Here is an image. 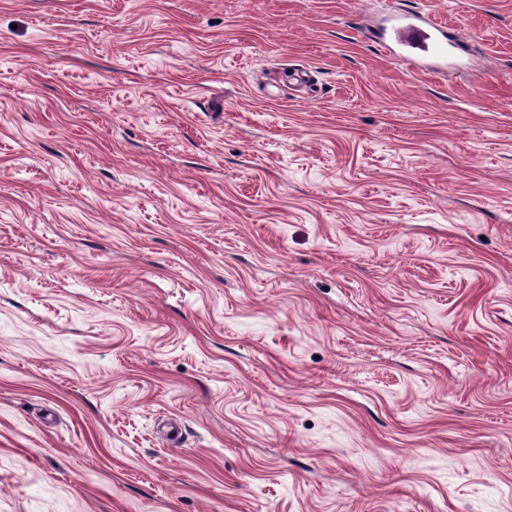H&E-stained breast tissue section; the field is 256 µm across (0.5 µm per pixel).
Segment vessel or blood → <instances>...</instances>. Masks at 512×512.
<instances>
[{"mask_svg": "<svg viewBox=\"0 0 512 512\" xmlns=\"http://www.w3.org/2000/svg\"><path fill=\"white\" fill-rule=\"evenodd\" d=\"M373 41L385 50H398L409 66L429 62L444 67L466 55L468 38L421 11L394 15L390 26L372 31Z\"/></svg>", "mask_w": 512, "mask_h": 512, "instance_id": "vessel-or-blood-1", "label": "vessel or blood"}]
</instances>
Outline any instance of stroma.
Listing matches in <instances>:
<instances>
[{
    "instance_id": "35a3bbf8",
    "label": "stroma",
    "mask_w": 512,
    "mask_h": 512,
    "mask_svg": "<svg viewBox=\"0 0 512 512\" xmlns=\"http://www.w3.org/2000/svg\"><path fill=\"white\" fill-rule=\"evenodd\" d=\"M0 512H512V0H0ZM368 35L385 50L397 49L398 57L412 67L421 62L445 67L448 61L461 58L469 51V36L453 32L421 11L396 14L389 27L368 31Z\"/></svg>"
}]
</instances>
